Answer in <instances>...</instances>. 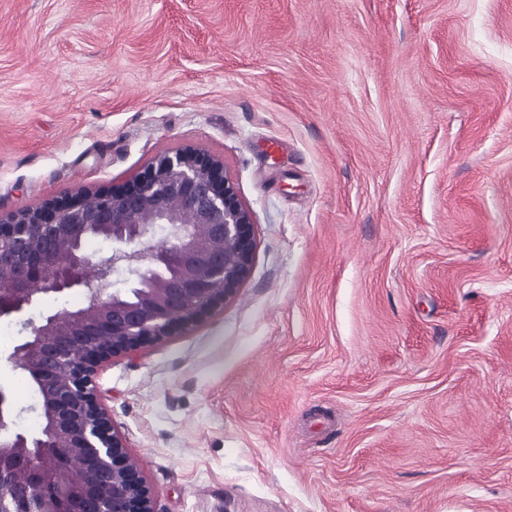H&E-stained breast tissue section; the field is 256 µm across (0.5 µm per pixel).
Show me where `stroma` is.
<instances>
[{
    "label": "stroma",
    "mask_w": 512,
    "mask_h": 512,
    "mask_svg": "<svg viewBox=\"0 0 512 512\" xmlns=\"http://www.w3.org/2000/svg\"><path fill=\"white\" fill-rule=\"evenodd\" d=\"M183 147L255 252L96 370L153 512H512V0H0L1 215Z\"/></svg>",
    "instance_id": "35a3bbf8"
}]
</instances>
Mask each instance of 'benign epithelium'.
<instances>
[{
    "instance_id": "7a95c632",
    "label": "benign epithelium",
    "mask_w": 512,
    "mask_h": 512,
    "mask_svg": "<svg viewBox=\"0 0 512 512\" xmlns=\"http://www.w3.org/2000/svg\"><path fill=\"white\" fill-rule=\"evenodd\" d=\"M252 225L224 164L191 148L156 157L121 189L0 217V317L22 314L39 295L90 286L89 268L100 282L85 306L24 323L30 337L11 354L14 369L41 389L44 428L34 442L9 432V402L0 391V485L9 512H152L151 492L98 402L96 368L232 298L250 274ZM159 228L165 242L145 248ZM92 232L112 242L110 258L84 249ZM62 253L69 256L64 267ZM119 266L136 279L133 300L102 292ZM75 463L99 487L70 480Z\"/></svg>"
}]
</instances>
